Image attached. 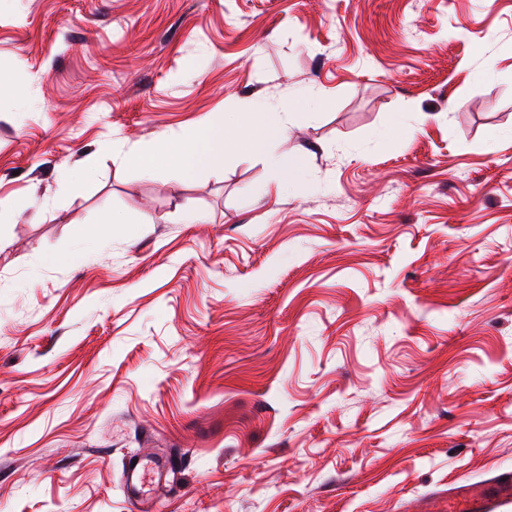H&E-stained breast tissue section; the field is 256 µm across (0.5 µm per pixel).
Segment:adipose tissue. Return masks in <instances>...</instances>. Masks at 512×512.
<instances>
[{
	"instance_id": "adipose-tissue-1",
	"label": "adipose tissue",
	"mask_w": 512,
	"mask_h": 512,
	"mask_svg": "<svg viewBox=\"0 0 512 512\" xmlns=\"http://www.w3.org/2000/svg\"><path fill=\"white\" fill-rule=\"evenodd\" d=\"M243 107L256 116L257 122L238 126V137L252 152L266 153L270 139L285 132L287 115L279 106L267 101L249 99L244 101ZM223 160L224 136L207 125L193 127L162 149L143 152L134 158L141 174L146 177L153 176L164 166L189 173L201 167H218Z\"/></svg>"
}]
</instances>
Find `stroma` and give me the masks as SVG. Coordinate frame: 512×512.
<instances>
[{
	"label": "stroma",
	"instance_id": "1",
	"mask_svg": "<svg viewBox=\"0 0 512 512\" xmlns=\"http://www.w3.org/2000/svg\"><path fill=\"white\" fill-rule=\"evenodd\" d=\"M247 97L300 181L132 163ZM0 235V512H438L512 469V0H9ZM167 468L154 458H140L128 464L124 474L127 497L144 509L161 484H165Z\"/></svg>",
	"mask_w": 512,
	"mask_h": 512
}]
</instances>
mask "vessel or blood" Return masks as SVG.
Listing matches in <instances>:
<instances>
[{
  "instance_id": "obj_1",
  "label": "vessel or blood",
  "mask_w": 512,
  "mask_h": 512,
  "mask_svg": "<svg viewBox=\"0 0 512 512\" xmlns=\"http://www.w3.org/2000/svg\"><path fill=\"white\" fill-rule=\"evenodd\" d=\"M166 477L167 468L157 459L130 462L124 474L130 503L147 506ZM508 505H512V471L483 482H459L448 489V512H503Z\"/></svg>"
}]
</instances>
